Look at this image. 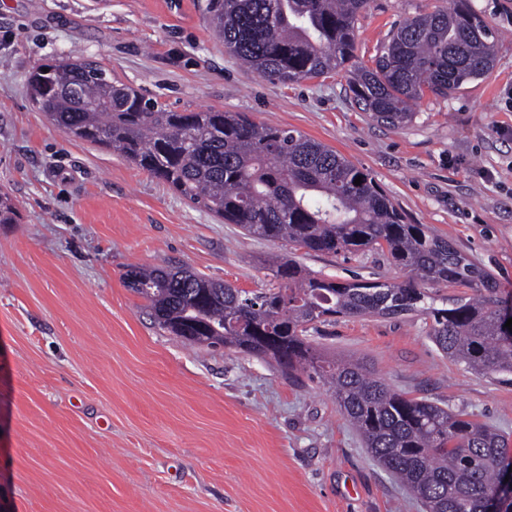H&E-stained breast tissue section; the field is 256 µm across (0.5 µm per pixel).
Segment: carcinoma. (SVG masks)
Segmentation results:
<instances>
[{
	"mask_svg": "<svg viewBox=\"0 0 512 512\" xmlns=\"http://www.w3.org/2000/svg\"><path fill=\"white\" fill-rule=\"evenodd\" d=\"M369 2L209 0L207 13L224 48L264 79L287 84L353 65L354 99L393 127L412 120L419 99L451 96L494 67L495 36L470 0L394 24L374 66L352 64L355 22ZM27 84L33 104L67 134L112 149L248 235L307 253L378 250L410 272L402 282H336L288 260L271 268L278 286L256 294L186 267L135 266L126 283L183 342L233 348L332 388L371 456L427 512H485L512 466V440L468 413L396 392L363 360L318 352L308 333L331 317L418 314L431 320L428 339L449 361L506 380L512 307L488 270L426 225L407 223L368 174L294 130L239 112L168 109L87 70L81 56L34 67ZM17 218L13 199L0 193V224ZM440 284L472 295L428 292Z\"/></svg>",
	"mask_w": 512,
	"mask_h": 512,
	"instance_id": "cac0c4a2",
	"label": "carcinoma"
}]
</instances>
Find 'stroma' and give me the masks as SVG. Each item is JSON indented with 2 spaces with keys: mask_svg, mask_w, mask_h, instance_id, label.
I'll use <instances>...</instances> for the list:
<instances>
[{
  "mask_svg": "<svg viewBox=\"0 0 512 512\" xmlns=\"http://www.w3.org/2000/svg\"><path fill=\"white\" fill-rule=\"evenodd\" d=\"M497 62L388 127L348 75L270 82L209 25L207 0H0V512H426L367 452L327 386L160 330L134 265L186 266L249 292L273 255L326 279L402 281L386 254H315L244 234L32 104L34 65L77 52L176 111L241 112L320 141L406 216L488 269L512 304V0H471ZM454 0H371L355 59L392 25ZM428 319L338 317L317 350L368 362L393 389L512 436V383L448 361Z\"/></svg>",
  "mask_w": 512,
  "mask_h": 512,
  "instance_id": "1",
  "label": "stroma"
}]
</instances>
